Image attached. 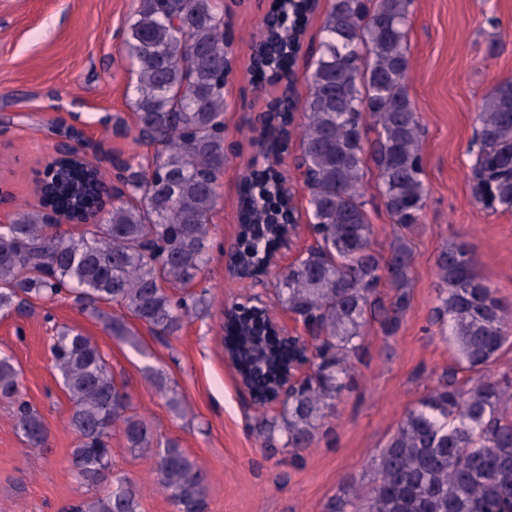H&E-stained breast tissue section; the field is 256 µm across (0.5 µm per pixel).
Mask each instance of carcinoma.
Returning <instances> with one entry per match:
<instances>
[{"instance_id": "obj_1", "label": "carcinoma", "mask_w": 512, "mask_h": 512, "mask_svg": "<svg viewBox=\"0 0 512 512\" xmlns=\"http://www.w3.org/2000/svg\"><path fill=\"white\" fill-rule=\"evenodd\" d=\"M412 0H334L326 33L301 105L297 170L308 190L314 240L275 277L279 306L312 330L316 355L310 372L280 408L264 413L265 442L310 447L336 400L351 381L363 352L365 325L374 320L394 334L410 307L414 256L408 234L419 223L426 189L421 125L407 93L410 59L406 31ZM277 26L262 23L254 40L266 46L254 67L259 78L288 82L299 76L291 51H299L313 0H275ZM224 16L213 0H140L129 26L127 51L138 65L136 140L156 146L152 161L122 163L121 187L99 207L90 189L97 163L85 155L54 160L38 183L40 208L0 225V312L30 299L75 294L82 311L112 336L136 343L130 316L157 336H175L184 319L202 312L206 290H189L210 260V216L224 173V88L230 72ZM380 126L365 146L366 118ZM294 122L272 110L262 132L266 154L288 153ZM477 150L487 192L477 199L492 212L512 211V81L497 86L477 114ZM378 170L385 207L397 225L387 259L371 243L372 226L361 192L365 155ZM271 166L254 167L240 189L242 257L262 269L278 245L288 214ZM96 219L74 236L49 223L48 210ZM441 282L433 322L448 325L467 369L481 373L512 339L507 310L495 289L479 278L467 246L438 256ZM391 288L384 303L381 281ZM104 304L119 307L108 313ZM265 312L241 306L230 321L245 376L264 370L276 378L286 368L279 345L257 350L268 335ZM53 368L71 402L68 423L76 435L70 466L88 485L103 486L69 512H138L136 485L112 472V432L128 450L155 452L158 486L176 512H207L208 478L177 440L161 445L149 421L117 384L104 352L88 337L65 328L51 337ZM155 385L177 411V390L157 374ZM0 398L17 404L15 426L33 448L46 446L48 429L21 399L19 372L0 357ZM512 377H479L464 388L454 374L441 376L373 459L372 478L330 500L326 512H512Z\"/></svg>"}]
</instances>
